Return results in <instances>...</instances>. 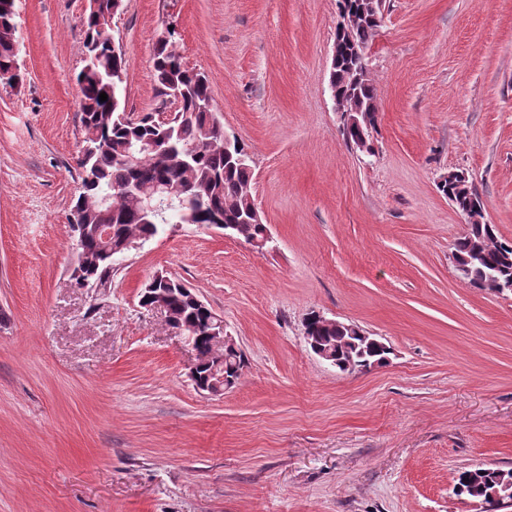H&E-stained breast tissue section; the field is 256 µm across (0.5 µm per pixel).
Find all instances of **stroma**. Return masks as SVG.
Returning a JSON list of instances; mask_svg holds the SVG:
<instances>
[{"mask_svg":"<svg viewBox=\"0 0 512 512\" xmlns=\"http://www.w3.org/2000/svg\"><path fill=\"white\" fill-rule=\"evenodd\" d=\"M87 6L15 0L22 82L0 86V512H487L453 487L512 469V294L458 276L467 226L438 182L465 173L512 240V0H385L370 155L329 90L337 0H122L128 112L161 113L152 58L175 28L253 158L270 240L180 224L94 297L69 280ZM159 272L245 353L223 394L194 388L181 334L140 305ZM312 312L388 363L319 360Z\"/></svg>","mask_w":512,"mask_h":512,"instance_id":"35a3bbf8","label":"stroma"}]
</instances>
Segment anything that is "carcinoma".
I'll return each mask as SVG.
<instances>
[{
	"label": "carcinoma",
	"instance_id": "obj_1",
	"mask_svg": "<svg viewBox=\"0 0 512 512\" xmlns=\"http://www.w3.org/2000/svg\"><path fill=\"white\" fill-rule=\"evenodd\" d=\"M122 0H98V12L87 13L81 20V32L89 61L77 75L81 93V122L86 142L94 145L90 164L78 161L80 192L72 201L71 212L84 230L83 245L90 254V263L81 275H70V282L79 286L88 280L101 287L112 281L116 262L112 253L125 247L133 238H154L171 224H198L210 227L218 218L224 232L250 243L263 238L266 225L252 222L255 207L253 196L252 158L244 144L224 137V126L213 109L205 108L212 100L206 77L189 71L176 49V31L169 29L157 44L153 59L154 78L162 105L168 104V91L173 86L184 90L173 115L156 120L146 115L134 118L126 112L123 83L126 59L115 55L110 46L109 26L112 15ZM353 16L344 35H336L338 60L330 66L329 86L336 92L346 110L359 108L366 113L361 125L343 130L346 141L353 142L367 128L377 129L378 104L376 88L371 79L353 81V53L360 45L367 46L379 25L362 10V0H339V11ZM14 0H0V72H7L16 61ZM105 93L108 99L99 101ZM147 144L145 151L130 156L138 144ZM136 185L144 189L166 188L155 212L144 211L141 202L128 193ZM439 191L454 201L462 211L471 204L483 205L476 185L470 180H456L438 186ZM108 198L107 206L101 205ZM112 228L108 241L96 235V227ZM455 251L460 263L470 267L464 277L471 286L482 288L490 275L512 283V264L505 265L503 253L512 256V242L500 239L496 225L483 221L469 226L458 239ZM156 294L166 296L167 322L181 326L195 336V350L201 361L200 373L214 366L239 379L246 360L234 350L223 352V358L212 355L209 331L212 310L201 308L191 298L193 291L181 281L160 273L152 277L140 292V304ZM304 329L325 345L340 347L343 357L365 355L370 361L380 360L385 353L377 348L360 352L343 323L325 324L305 320ZM501 468H483L473 474L460 473L455 494L479 499L494 505L500 499L493 493L501 488Z\"/></svg>",
	"mask_w": 512,
	"mask_h": 512
}]
</instances>
